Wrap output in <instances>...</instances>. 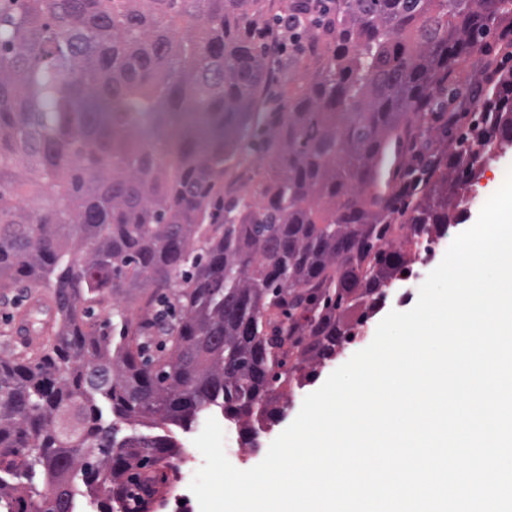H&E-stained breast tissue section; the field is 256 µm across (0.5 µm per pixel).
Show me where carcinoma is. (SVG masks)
I'll list each match as a JSON object with an SVG mask.
<instances>
[{"label":"carcinoma","instance_id":"1","mask_svg":"<svg viewBox=\"0 0 512 512\" xmlns=\"http://www.w3.org/2000/svg\"><path fill=\"white\" fill-rule=\"evenodd\" d=\"M285 14L305 22L271 86L269 17ZM511 15L512 0H0V288L55 304L39 354L0 359V512H74L92 490L112 512L132 486L147 506L179 455L172 427L269 421L405 265L395 216L416 245L457 223L465 139L389 192L380 167L392 145L448 137L433 91ZM287 75L307 84L285 97ZM510 94L503 70L492 141L512 142ZM260 136L274 164L225 185ZM126 288L139 315L99 320ZM22 478L49 494H14Z\"/></svg>","mask_w":512,"mask_h":512}]
</instances>
